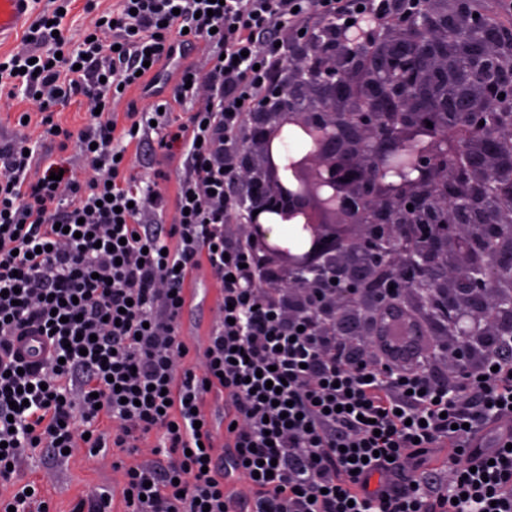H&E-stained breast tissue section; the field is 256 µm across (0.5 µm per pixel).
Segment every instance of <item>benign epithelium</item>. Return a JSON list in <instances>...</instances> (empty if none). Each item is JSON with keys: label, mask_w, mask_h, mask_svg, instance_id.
<instances>
[{"label": "benign epithelium", "mask_w": 512, "mask_h": 512, "mask_svg": "<svg viewBox=\"0 0 512 512\" xmlns=\"http://www.w3.org/2000/svg\"><path fill=\"white\" fill-rule=\"evenodd\" d=\"M466 0L420 2V18L390 33L384 53L344 56V41L302 46L270 104L253 113L259 132L243 147L241 173L252 189L246 232L270 265L288 314L304 310L302 290L323 288L336 304V284L356 288L381 265L410 304L428 313L442 351L465 370L472 354L512 334V260L478 248L475 225L485 201L501 205L494 223L512 245V185L492 176L512 163L493 144L474 157L448 152V125L410 135L430 112L467 111L466 101L433 87L456 67L448 43L458 39ZM468 68L489 74L465 91L475 109L512 100V59L493 30L466 35ZM413 209H408V206ZM288 228V236L276 228ZM337 283H332V280ZM375 300L341 311L370 322Z\"/></svg>", "instance_id": "benign-epithelium-1"}]
</instances>
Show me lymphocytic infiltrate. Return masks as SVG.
<instances>
[{"label": "lymphocytic infiltrate", "mask_w": 512, "mask_h": 512, "mask_svg": "<svg viewBox=\"0 0 512 512\" xmlns=\"http://www.w3.org/2000/svg\"><path fill=\"white\" fill-rule=\"evenodd\" d=\"M73 2L32 0L20 49L0 54V108L37 105L28 132L0 144V485L13 487L0 512H50L15 470L40 448L59 460L85 447L121 452L125 512H512V335L465 371H432L439 348L418 310L391 296L374 309L377 326L396 314L418 326L408 346L356 335L315 289L289 316L258 243L228 233L250 218V113L292 53L352 22L375 38L411 0H85L72 39ZM200 43L203 62L180 65L170 96L116 121L124 90ZM75 98L84 123L59 125ZM188 103V117L174 112ZM48 137L76 145L90 172L43 155ZM149 140L179 159L175 198L129 183V149ZM169 209L174 223H160ZM203 265L221 300L195 369L181 318ZM20 336L48 338L44 364H23ZM211 389L224 450L243 465L230 486Z\"/></svg>", "instance_id": "f902f5d3"}]
</instances>
